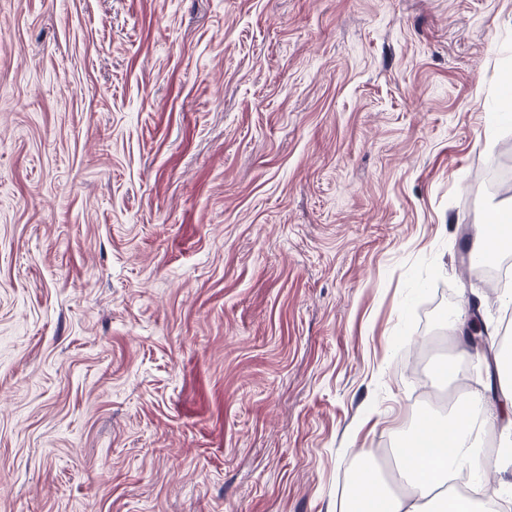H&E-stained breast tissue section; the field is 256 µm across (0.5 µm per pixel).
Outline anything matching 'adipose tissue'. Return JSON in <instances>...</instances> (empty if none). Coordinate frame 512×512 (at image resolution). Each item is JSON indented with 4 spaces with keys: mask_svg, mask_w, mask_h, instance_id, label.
<instances>
[{
    "mask_svg": "<svg viewBox=\"0 0 512 512\" xmlns=\"http://www.w3.org/2000/svg\"><path fill=\"white\" fill-rule=\"evenodd\" d=\"M496 371L507 383L499 403L462 388L448 415L413 411V426L394 450L402 494L384 490L372 450L356 452L359 479L342 497L339 512H496L493 495L474 500L458 491L461 481L480 482L485 437L500 420V404L512 405L511 353L499 354Z\"/></svg>",
    "mask_w": 512,
    "mask_h": 512,
    "instance_id": "obj_1",
    "label": "adipose tissue"
}]
</instances>
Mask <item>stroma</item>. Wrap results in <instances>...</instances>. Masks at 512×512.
Here are the masks:
<instances>
[{"label":"stroma","mask_w":512,"mask_h":512,"mask_svg":"<svg viewBox=\"0 0 512 512\" xmlns=\"http://www.w3.org/2000/svg\"><path fill=\"white\" fill-rule=\"evenodd\" d=\"M510 74L512 0H0V512H336L489 393ZM499 223L484 224L480 237L470 244V252L476 263H488L512 249V234L505 233ZM496 259V261H497Z\"/></svg>","instance_id":"1"}]
</instances>
